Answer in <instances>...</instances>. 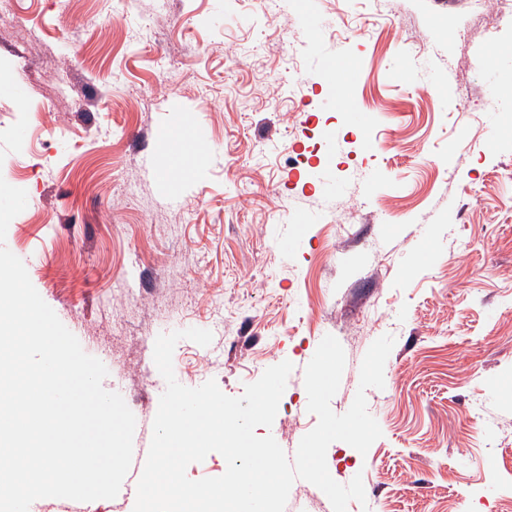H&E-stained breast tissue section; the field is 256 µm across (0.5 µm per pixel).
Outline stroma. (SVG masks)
I'll use <instances>...</instances> for the list:
<instances>
[{"instance_id": "obj_1", "label": "stroma", "mask_w": 512, "mask_h": 512, "mask_svg": "<svg viewBox=\"0 0 512 512\" xmlns=\"http://www.w3.org/2000/svg\"><path fill=\"white\" fill-rule=\"evenodd\" d=\"M304 2L0 14V74L21 87L0 94V166L28 196L5 245L107 367L104 388L138 401L118 495L36 512H133L166 388L155 340L192 327L213 340L177 343L184 386L237 397L292 363L291 413L255 430L288 451L317 423L304 369L323 337L346 356L342 414L367 349L393 335L366 392L381 438L327 449L336 482L363 478L347 512H512V33L491 0ZM344 79L372 124L337 105Z\"/></svg>"}]
</instances>
